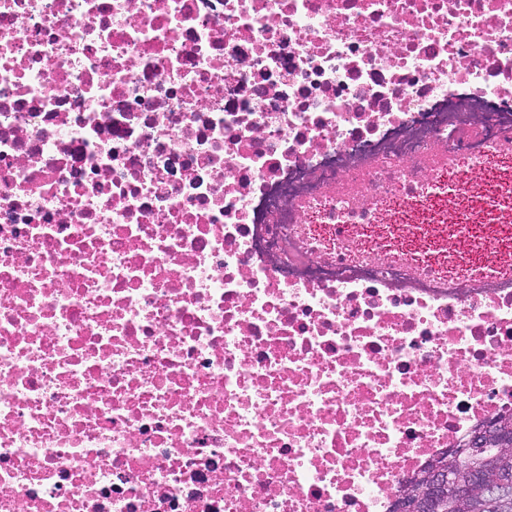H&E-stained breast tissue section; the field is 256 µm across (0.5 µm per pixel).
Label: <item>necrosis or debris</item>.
Returning a JSON list of instances; mask_svg holds the SVG:
<instances>
[{
    "mask_svg": "<svg viewBox=\"0 0 512 512\" xmlns=\"http://www.w3.org/2000/svg\"><path fill=\"white\" fill-rule=\"evenodd\" d=\"M510 140L512 0H0V512H389L512 286L381 228Z\"/></svg>",
    "mask_w": 512,
    "mask_h": 512,
    "instance_id": "obj_1",
    "label": "necrosis or debris"
}]
</instances>
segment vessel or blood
Listing matches in <instances>:
<instances>
[{
    "label": "vessel or blood",
    "instance_id": "vessel-or-blood-1",
    "mask_svg": "<svg viewBox=\"0 0 512 512\" xmlns=\"http://www.w3.org/2000/svg\"><path fill=\"white\" fill-rule=\"evenodd\" d=\"M492 167L473 166L437 203V224H397L403 239L424 241L439 259L473 276L512 279V143L501 145Z\"/></svg>",
    "mask_w": 512,
    "mask_h": 512
}]
</instances>
